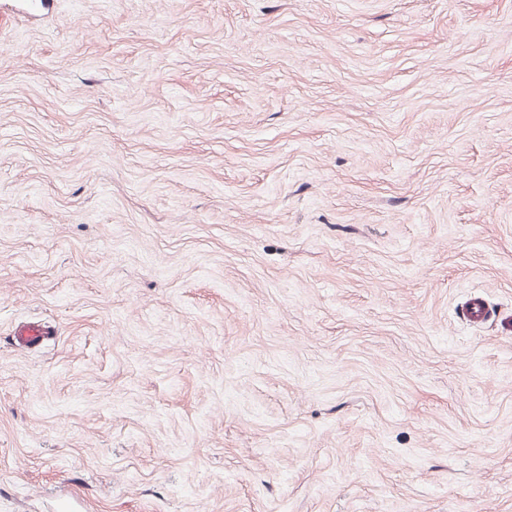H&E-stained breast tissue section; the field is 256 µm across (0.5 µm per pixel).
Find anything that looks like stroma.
Wrapping results in <instances>:
<instances>
[{
  "instance_id": "obj_1",
  "label": "stroma",
  "mask_w": 512,
  "mask_h": 512,
  "mask_svg": "<svg viewBox=\"0 0 512 512\" xmlns=\"http://www.w3.org/2000/svg\"><path fill=\"white\" fill-rule=\"evenodd\" d=\"M27 2L0 512H512V0Z\"/></svg>"
}]
</instances>
